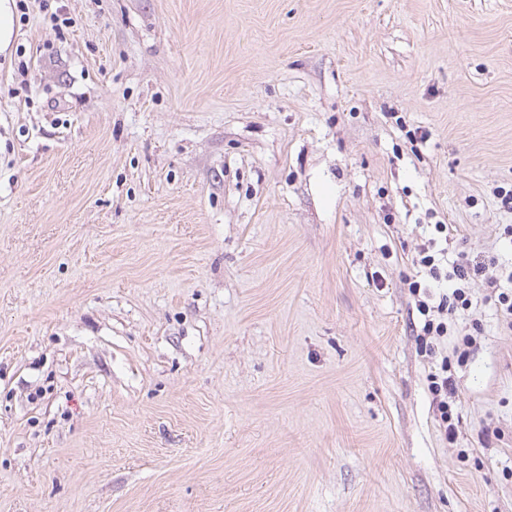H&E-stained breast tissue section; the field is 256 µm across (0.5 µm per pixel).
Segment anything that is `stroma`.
I'll return each mask as SVG.
<instances>
[{"instance_id":"35a3bbf8","label":"stroma","mask_w":512,"mask_h":512,"mask_svg":"<svg viewBox=\"0 0 512 512\" xmlns=\"http://www.w3.org/2000/svg\"><path fill=\"white\" fill-rule=\"evenodd\" d=\"M28 6L0 512H512V331L474 287L446 441L408 291L439 223L512 270V0Z\"/></svg>"}]
</instances>
